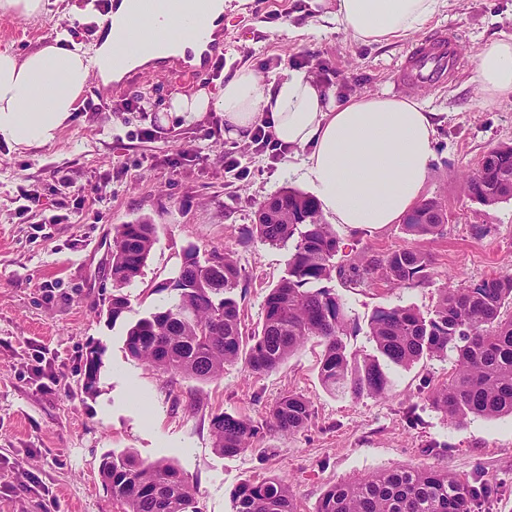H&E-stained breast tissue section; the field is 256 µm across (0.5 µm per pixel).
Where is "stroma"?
<instances>
[{"label":"stroma","instance_id":"35a3bbf8","mask_svg":"<svg viewBox=\"0 0 512 512\" xmlns=\"http://www.w3.org/2000/svg\"><path fill=\"white\" fill-rule=\"evenodd\" d=\"M90 2L45 0L36 15H0V51L22 55L53 43L64 21L74 42L96 47L100 28L73 17ZM313 4L224 0L221 75H201L172 60L134 70L114 86L112 102L137 97L152 103L161 131L155 140L137 138L138 113L107 123L97 113L77 111L46 146L16 151L0 144V512H117L99 474L110 452L171 461L196 486L201 512H232L239 484L270 477L288 482L300 512H315L330 486L402 465L443 467L477 480L489 495L474 512H512V416L475 418L456 428L427 400L447 378L452 359L426 356L392 369L387 397L351 399L323 388L320 348L312 342L275 371L256 374L238 363L208 382L163 376L125 351L130 325L173 298L168 284L188 251L204 257L218 249L236 259L242 280L233 296L247 334L260 327L265 298L287 273V248L264 244L251 228L271 195L300 188L298 159L274 160L253 144L211 138L219 113L187 120L168 110L179 93L217 94L225 75L245 64L259 69L268 85L303 67L341 93L391 94L412 46L440 27L452 29L459 43V72L444 87L413 91L439 122L425 195L441 199L446 209L441 233L414 243L398 224L335 228L348 249L384 255L414 244L430 259L422 284L394 288L380 281L350 291L332 281L351 318L348 352H371L366 332L377 307L427 313L446 285L512 272V201L485 207L461 189L462 174L488 149L512 143V101L482 97L475 71L486 45L512 36V0H449L420 31L389 45L353 41L339 24L321 19ZM195 145L204 147L205 159L183 161ZM228 152L245 176L225 172ZM58 174L65 184L56 185ZM92 184L102 201L85 197ZM25 189L39 190L47 202L23 215ZM60 200L71 206L69 221L61 224L55 220ZM137 218L156 224L158 240L142 275L119 290L127 309L114 320L106 312L116 291L107 274L108 248L115 226ZM474 224L487 226L488 234L474 238ZM92 349L99 370L89 391L84 365ZM37 366L43 377L34 375ZM288 393L311 399L308 427L286 434L262 426L248 450L235 456L214 451L213 414L262 425Z\"/></svg>","mask_w":512,"mask_h":512}]
</instances>
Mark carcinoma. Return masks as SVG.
Segmentation results:
<instances>
[{
    "instance_id": "obj_1",
    "label": "carcinoma",
    "mask_w": 512,
    "mask_h": 512,
    "mask_svg": "<svg viewBox=\"0 0 512 512\" xmlns=\"http://www.w3.org/2000/svg\"><path fill=\"white\" fill-rule=\"evenodd\" d=\"M512 173V144L491 150L490 162L462 176V190L482 206L512 200L502 181ZM447 221L442 202L419 203L405 223L413 239L435 236ZM255 232L272 247L291 244L288 269L266 295L260 330L245 338L233 291L242 274L232 256L212 251L200 259L185 253L173 279L168 306L132 324L126 333L128 355L161 374L210 381L224 366L243 362L253 373L278 369L311 340L322 346L321 385L333 394L381 398L392 388L390 367H408L423 355H453L448 381L429 394L448 424L464 427L470 418L493 420L512 415V274L495 275L439 292L433 311L413 306L378 307L368 322L373 352H347L343 336L347 308L327 283L337 278L345 288H370L378 281L401 288L424 281L425 253L404 247L386 255L348 253L336 262L340 240L321 220L310 195L285 189L256 212ZM157 241V227L147 221L118 224L112 238V295L107 313L117 319L127 299L118 290L142 275ZM312 416L302 394L280 398L267 415V426L280 432L304 428ZM258 426L245 416L224 412L211 418L213 448L237 455L250 447ZM102 485L122 512H200L197 490L164 459L146 463L132 453L107 454L100 468ZM479 488L445 470L396 467L329 487L315 512H471ZM233 512H297L287 482L279 478L245 481L233 494Z\"/></svg>"
}]
</instances>
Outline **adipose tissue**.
Wrapping results in <instances>:
<instances>
[{
  "label": "adipose tissue",
  "instance_id": "obj_1",
  "mask_svg": "<svg viewBox=\"0 0 512 512\" xmlns=\"http://www.w3.org/2000/svg\"><path fill=\"white\" fill-rule=\"evenodd\" d=\"M344 32L363 44H391L422 29L447 0H316ZM112 27L95 50L46 45L19 56L0 52V141L22 148L51 143L76 111L92 73L112 78L118 41L134 18L132 0H114ZM482 94L512 99V38L481 51ZM173 113L213 110L225 138L247 143L257 124L288 156H301L299 178L333 224L356 229L402 221L422 199L437 137L435 115L416 98L358 93L337 98L307 71L291 69L264 86L251 66L224 79L217 95H175Z\"/></svg>",
  "mask_w": 512,
  "mask_h": 512
}]
</instances>
